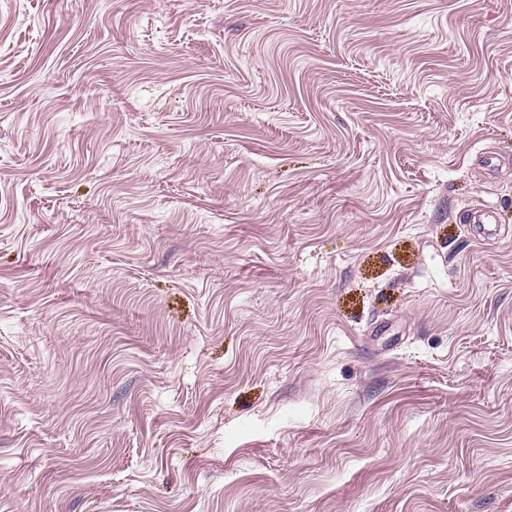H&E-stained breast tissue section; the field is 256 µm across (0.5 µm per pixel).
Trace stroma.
<instances>
[{
  "mask_svg": "<svg viewBox=\"0 0 512 512\" xmlns=\"http://www.w3.org/2000/svg\"><path fill=\"white\" fill-rule=\"evenodd\" d=\"M0 512H512V0H0Z\"/></svg>",
  "mask_w": 512,
  "mask_h": 512,
  "instance_id": "35a3bbf8",
  "label": "stroma"
}]
</instances>
